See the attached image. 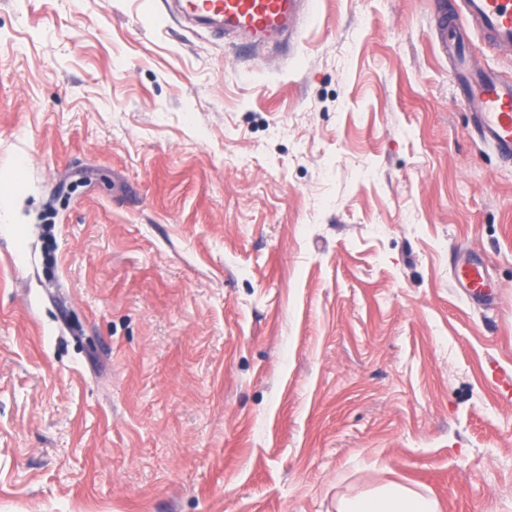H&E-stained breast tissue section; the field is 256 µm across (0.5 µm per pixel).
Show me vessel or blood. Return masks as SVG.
Listing matches in <instances>:
<instances>
[{
	"label": "vessel or blood",
	"instance_id": "obj_1",
	"mask_svg": "<svg viewBox=\"0 0 512 512\" xmlns=\"http://www.w3.org/2000/svg\"><path fill=\"white\" fill-rule=\"evenodd\" d=\"M306 0H176L184 19L220 23L225 32L243 39H270L297 28ZM465 14L489 38L491 45H512V0H462ZM452 80L463 103L475 116L476 131L497 154L512 161V79L475 69L458 43H451ZM455 276L477 297L490 282L481 259L457 268Z\"/></svg>",
	"mask_w": 512,
	"mask_h": 512
}]
</instances>
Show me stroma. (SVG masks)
<instances>
[{"instance_id":"obj_1","label":"stroma","mask_w":512,"mask_h":512,"mask_svg":"<svg viewBox=\"0 0 512 512\" xmlns=\"http://www.w3.org/2000/svg\"><path fill=\"white\" fill-rule=\"evenodd\" d=\"M459 5L0 0V512H512V164L440 20L512 48ZM306 0H177L182 19L220 23L224 33L243 39H270L297 28ZM224 26V27H223ZM455 276L464 288L476 296L490 294L491 284L485 272V265L479 258H473L457 268ZM436 500L396 483L376 492L336 502V512H439Z\"/></svg>"}]
</instances>
